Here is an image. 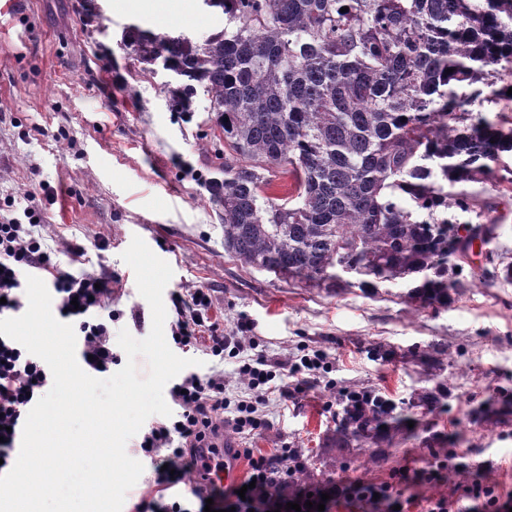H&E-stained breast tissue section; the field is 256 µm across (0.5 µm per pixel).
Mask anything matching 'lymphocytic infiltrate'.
I'll list each match as a JSON object with an SVG mask.
<instances>
[{
    "mask_svg": "<svg viewBox=\"0 0 512 512\" xmlns=\"http://www.w3.org/2000/svg\"><path fill=\"white\" fill-rule=\"evenodd\" d=\"M42 221L41 211L31 206L24 207L21 218L0 220V319L22 314L28 274L50 275L57 307L74 327L85 370L109 373L117 360L110 341L112 318L106 313L113 279L62 270L54 250L37 232ZM171 301L176 314L172 340L186 348L204 346L217 367L209 375L188 374L172 385L175 416L157 421L140 443L151 459L153 480L132 512H204L209 504L215 512H275L277 506L290 502L321 503L324 512H409L416 506L421 512H512V490L487 479L498 468L490 458L473 462L435 456L427 467L414 471L404 467L380 482L362 478L299 482L297 475L305 467L299 449L282 447L263 454L249 448L247 442L267 427L272 398L288 400L306 393L321 379L327 353L317 350L297 357L282 375L251 336L246 318H239L232 334H225L211 314L212 299L207 291H176ZM227 361L235 363L243 383L239 394L233 396L227 393L221 368ZM52 383V373L40 358L0 335V426L6 429L0 439V468L14 466L15 442L26 416ZM228 427L239 438L236 455L246 461L254 488L241 495L231 486L207 491L197 487L187 500L168 498V490L186 478L204 481L211 470L223 467L224 430ZM449 471L460 473L462 479L448 492L422 499L405 496L404 486L435 485Z\"/></svg>",
    "mask_w": 512,
    "mask_h": 512,
    "instance_id": "obj_1",
    "label": "lymphocytic infiltrate"
}]
</instances>
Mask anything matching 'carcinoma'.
Returning a JSON list of instances; mask_svg holds the SVG:
<instances>
[{
  "label": "carcinoma",
  "instance_id": "carcinoma-1",
  "mask_svg": "<svg viewBox=\"0 0 512 512\" xmlns=\"http://www.w3.org/2000/svg\"><path fill=\"white\" fill-rule=\"evenodd\" d=\"M224 29L200 43L133 27L124 50L143 73L166 61L173 112L198 92L224 134L206 182L224 211V251L278 279L337 293L409 285L405 298L446 306L473 244L493 238L490 207L452 188L492 177L512 152V119L468 106L501 88L512 101V0H215ZM346 11H341V8ZM452 72H447V69ZM293 180L265 193L276 173ZM477 222L462 236L445 214ZM357 275L348 280L341 271ZM441 393L414 397L428 410ZM410 417L370 393L344 405L336 429L354 448L391 446Z\"/></svg>",
  "mask_w": 512,
  "mask_h": 512
}]
</instances>
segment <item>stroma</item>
<instances>
[{
    "label": "stroma",
    "instance_id": "obj_1",
    "mask_svg": "<svg viewBox=\"0 0 512 512\" xmlns=\"http://www.w3.org/2000/svg\"><path fill=\"white\" fill-rule=\"evenodd\" d=\"M21 2L0 16V215L20 214L33 194L44 213L39 233L64 270L118 276L113 330L141 339L151 329L150 307L121 258L137 235L171 266L167 291L206 289L225 329L246 317L269 359L282 363L303 348L329 353L335 390L271 401L270 426L251 447L301 449L320 481L383 480L434 451L472 452L501 460L492 478L512 489V414L498 412L512 398V284L481 271L489 254L512 264V198L498 195L494 179L464 186L492 205L498 228L448 305L406 303L401 284L334 295L244 267L224 250V214L204 185L218 164L206 96L192 112L170 111L167 75L139 72L120 46L133 24L204 41L223 29L221 10L202 0H98L101 17L89 26L81 0ZM75 244L83 257L70 254ZM432 347L445 352L437 370L416 357ZM425 388L443 390L440 404L412 408ZM346 390L411 410L414 435L338 452L332 435Z\"/></svg>",
    "mask_w": 512,
    "mask_h": 512
}]
</instances>
